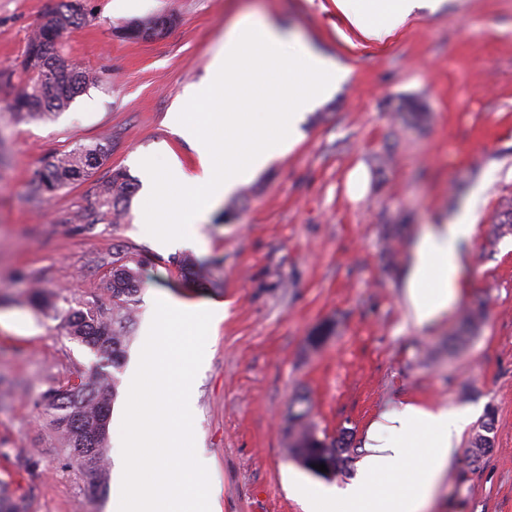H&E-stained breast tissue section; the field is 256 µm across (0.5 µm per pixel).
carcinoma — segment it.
<instances>
[{
  "label": "carcinoma",
  "instance_id": "carcinoma-1",
  "mask_svg": "<svg viewBox=\"0 0 512 512\" xmlns=\"http://www.w3.org/2000/svg\"><path fill=\"white\" fill-rule=\"evenodd\" d=\"M85 12L71 10L67 0L59 4L41 24L30 39L23 66L35 74L34 81L20 90L13 101V108L30 117H45L66 109L82 93L89 76L76 64L66 63L55 49L63 33L78 30ZM158 18L148 16L138 23L124 27L127 35L141 36V32H153L159 37L163 32L157 29ZM106 152L102 143L82 145L74 151L55 158L42 172L33 191L37 194L54 193L75 181L87 177L94 169L92 161ZM138 188L137 183L122 169L112 171L108 180L97 187L99 210L86 214L81 220L86 224H97L109 218H117L125 210ZM492 233L496 237L512 232V203H505L496 212ZM149 259L137 261L116 253L107 263L106 277L109 281L111 299L109 304L91 306L86 309L59 308L66 334L71 339L87 346L104 364L93 376L78 375L76 388L78 416H71L72 408L64 407L66 397L54 389L44 396L48 407L54 411L53 424L65 445L71 450V460H80L76 465L85 483L100 478L106 484L107 432L93 437H83L85 428L93 427L101 417L109 416L111 399L117 395V377L114 372L121 365V359L130 341L134 325V313L139 294L144 288L143 267ZM483 306L469 308L463 316L465 332L475 329L484 319ZM112 371H107V367ZM310 408L303 397L295 399V410L291 413L288 426V451L290 456L309 473L322 478L336 475L348 461L351 435L344 432L330 439L319 435L309 422ZM494 430L492 417H486L470 441L472 462L476 463L493 448ZM323 464V473L315 466Z\"/></svg>",
  "mask_w": 512,
  "mask_h": 512
}]
</instances>
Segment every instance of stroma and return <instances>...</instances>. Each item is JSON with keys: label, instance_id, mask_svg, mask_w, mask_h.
<instances>
[{"label": "stroma", "instance_id": "obj_1", "mask_svg": "<svg viewBox=\"0 0 512 512\" xmlns=\"http://www.w3.org/2000/svg\"><path fill=\"white\" fill-rule=\"evenodd\" d=\"M58 2L0 0V73L11 76L0 81V484L14 485L26 512H111V490L87 493L44 400L99 358L29 299L39 288L76 308L107 301L101 261L124 247L150 260L127 355L158 297L224 306L193 382L195 445L221 512H303L288 490L310 477L288 454L299 395L320 434L352 436L351 459L333 479L340 487L357 473L369 425L402 402L469 411L431 512H512V234L488 239L512 201V0H445L380 42L333 0H86L84 25L63 35L61 53L92 81L66 110L30 119L12 101L31 79L26 46ZM158 14L173 18L163 36L123 35L128 22ZM247 15L286 27L345 77L304 113L294 146L211 212L195 256L211 261L216 285L200 290L182 280V250L159 249L136 225L139 198L109 224L81 230L75 217L97 210L96 187L112 169L143 179L141 162L153 155L197 169L194 144L168 114L201 81L225 29ZM410 98L426 112L415 124L397 110ZM96 141L112 149L85 180L32 194L48 162ZM357 167L367 186L354 199L347 180ZM477 185L478 231L458 299L418 328L403 303L412 245ZM477 301L484 322L449 353ZM324 322L333 335L310 347ZM489 413L494 446L475 463L468 441Z\"/></svg>", "mask_w": 512, "mask_h": 512}]
</instances>
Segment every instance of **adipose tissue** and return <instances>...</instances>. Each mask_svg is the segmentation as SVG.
<instances>
[{
    "mask_svg": "<svg viewBox=\"0 0 512 512\" xmlns=\"http://www.w3.org/2000/svg\"><path fill=\"white\" fill-rule=\"evenodd\" d=\"M333 2L365 37L380 41L416 9L437 7L441 0ZM476 232L469 204L418 240L404 291L407 314L416 326L431 325L455 300L448 272L458 269ZM470 421L468 412L452 406L405 401L370 426L351 484L343 489L300 484L295 494L304 512H427Z\"/></svg>",
    "mask_w": 512,
    "mask_h": 512,
    "instance_id": "adipose-tissue-1",
    "label": "adipose tissue"
}]
</instances>
